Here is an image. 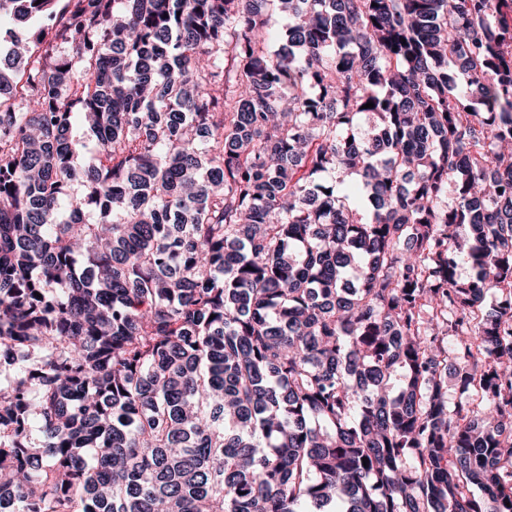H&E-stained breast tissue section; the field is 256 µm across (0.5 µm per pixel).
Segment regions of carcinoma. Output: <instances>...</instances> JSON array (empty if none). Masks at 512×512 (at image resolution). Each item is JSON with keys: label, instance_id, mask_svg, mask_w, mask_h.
<instances>
[{"label": "carcinoma", "instance_id": "1", "mask_svg": "<svg viewBox=\"0 0 512 512\" xmlns=\"http://www.w3.org/2000/svg\"><path fill=\"white\" fill-rule=\"evenodd\" d=\"M0 14V512H512V0Z\"/></svg>", "mask_w": 512, "mask_h": 512}]
</instances>
